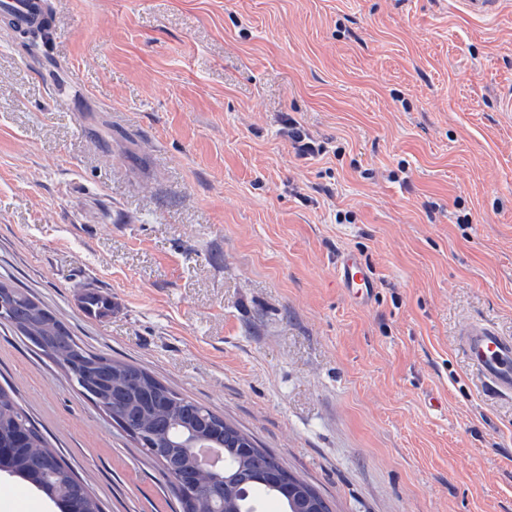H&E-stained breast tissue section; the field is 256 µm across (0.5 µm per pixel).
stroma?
Instances as JSON below:
<instances>
[{"label":"stroma","instance_id":"1","mask_svg":"<svg viewBox=\"0 0 512 512\" xmlns=\"http://www.w3.org/2000/svg\"><path fill=\"white\" fill-rule=\"evenodd\" d=\"M0 22V280L251 433L334 512H512V0H54ZM324 154L298 157L286 118ZM376 280L349 297L336 259ZM110 309L91 316L84 289ZM0 384L105 512L155 465L0 327ZM50 3L47 0H1L0 16H4L20 26L50 25ZM504 3L507 2L503 0H463L459 5L473 15L489 19L498 14ZM461 343L482 375L490 396H512V337L475 323L463 328Z\"/></svg>","mask_w":512,"mask_h":512}]
</instances>
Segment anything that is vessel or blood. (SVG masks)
Listing matches in <instances>:
<instances>
[{"label":"vessel or blood","instance_id":"b4317fda","mask_svg":"<svg viewBox=\"0 0 512 512\" xmlns=\"http://www.w3.org/2000/svg\"><path fill=\"white\" fill-rule=\"evenodd\" d=\"M49 11V0H0V16L23 27L49 26ZM336 275L349 296L362 302L370 298L373 281L357 256L341 254ZM461 343L482 375L487 394L512 396V337L500 335L490 325L475 323L463 328Z\"/></svg>","mask_w":512,"mask_h":512}]
</instances>
